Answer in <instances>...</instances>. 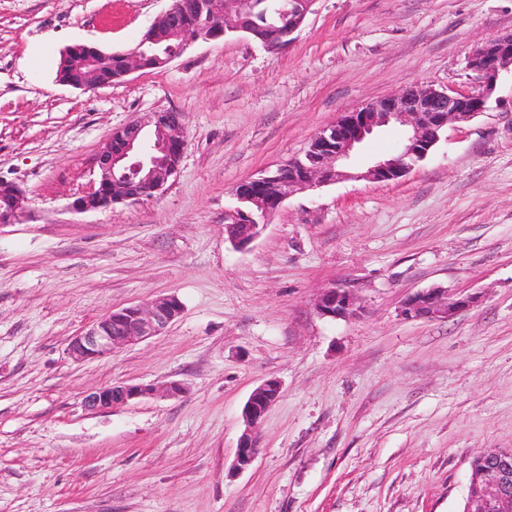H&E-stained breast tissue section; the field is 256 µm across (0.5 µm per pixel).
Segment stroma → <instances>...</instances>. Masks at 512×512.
I'll list each match as a JSON object with an SVG mask.
<instances>
[{
	"label": "stroma",
	"mask_w": 512,
	"mask_h": 512,
	"mask_svg": "<svg viewBox=\"0 0 512 512\" xmlns=\"http://www.w3.org/2000/svg\"><path fill=\"white\" fill-rule=\"evenodd\" d=\"M168 5L0 0V177L25 194L0 224V512H461L473 458L512 448V67L405 177L297 191L244 249L224 215L341 114L414 84L473 90L467 55L512 33V0H316L281 52L230 36L94 89L56 82L64 47L130 50ZM164 111L186 140L164 188L72 211L112 131ZM406 132L370 136L350 170ZM433 286L477 301L402 319ZM330 287L360 313L321 317ZM169 293L183 312L161 335L67 356L108 311ZM269 378L260 453L235 471ZM120 383L182 391L84 408ZM280 382L270 378L254 389L243 408L245 429L239 437L235 468L239 471L248 469L259 454L258 429L271 405L279 398Z\"/></svg>",
	"instance_id": "stroma-1"
}]
</instances>
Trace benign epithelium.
<instances>
[{"mask_svg": "<svg viewBox=\"0 0 512 512\" xmlns=\"http://www.w3.org/2000/svg\"><path fill=\"white\" fill-rule=\"evenodd\" d=\"M316 0H276L263 16L268 35L257 34L246 11L247 0H172L161 15L176 45L159 46L147 30L134 49L122 53V75L153 67H167L186 47L198 40H212L228 32L260 40L269 51L290 47ZM512 66V33L472 50L467 68L475 87L468 92L440 91L430 86H411L405 91L348 112L315 136L319 147L304 151L273 173L242 183L235 189L241 207L225 214V232L239 247L250 244L269 217L294 192L313 189L342 178L384 182L399 179L422 161L452 121H466L486 111L501 71ZM396 121L410 126L407 138L393 156L373 162L363 172L347 170V162L360 145L380 128ZM184 118L179 112H155L147 121L134 119L112 132L96 155L98 178L90 191L76 197L71 207L90 211L126 200L150 197L176 172L185 148ZM25 197L12 182L0 179V224L14 223L24 209ZM473 295L451 294L443 287L417 291L404 299L400 314L406 320L448 319L475 303ZM317 312L330 318H346L358 307L352 294L327 288L320 295ZM182 312L174 294L161 296L147 307L112 310L87 331L75 336L67 348L75 362L96 360L160 334ZM280 382L270 378L254 389L243 408L245 429L239 437L235 468L248 469L259 454L258 429L271 405L279 398ZM157 388L145 384L107 385L86 395L90 410L109 409L153 395ZM487 461L482 479L469 484L482 512H512V449H496L475 458Z\"/></svg>", "mask_w": 512, "mask_h": 512, "instance_id": "1", "label": "benign epithelium"}]
</instances>
